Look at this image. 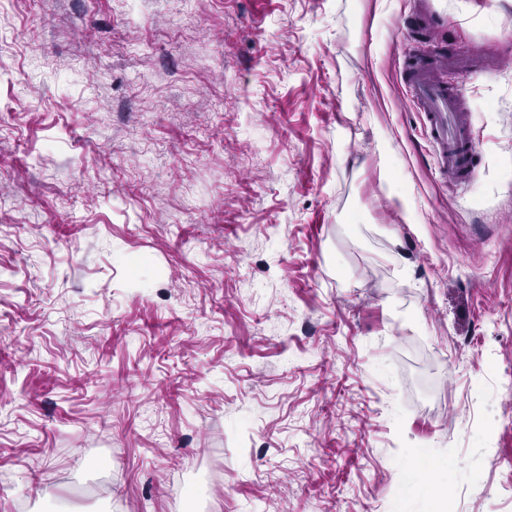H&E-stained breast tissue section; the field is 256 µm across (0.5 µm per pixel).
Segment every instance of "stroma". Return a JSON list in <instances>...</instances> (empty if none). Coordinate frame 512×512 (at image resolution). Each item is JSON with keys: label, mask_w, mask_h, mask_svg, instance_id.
Returning <instances> with one entry per match:
<instances>
[{"label": "stroma", "mask_w": 512, "mask_h": 512, "mask_svg": "<svg viewBox=\"0 0 512 512\" xmlns=\"http://www.w3.org/2000/svg\"><path fill=\"white\" fill-rule=\"evenodd\" d=\"M0 512H512V0H0ZM448 60L434 54L418 56L421 72L411 93L421 106L440 173L460 178L471 175L478 162L471 123L464 124L458 112L460 96L451 81Z\"/></svg>", "instance_id": "1"}]
</instances>
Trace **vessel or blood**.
I'll return each mask as SVG.
<instances>
[{"mask_svg":"<svg viewBox=\"0 0 512 512\" xmlns=\"http://www.w3.org/2000/svg\"><path fill=\"white\" fill-rule=\"evenodd\" d=\"M420 74L411 93L420 104L441 174L460 178L477 166L473 130L458 112L459 94L448 72L446 58L433 54L417 59Z\"/></svg>","mask_w":512,"mask_h":512,"instance_id":"obj_1","label":"vessel or blood"}]
</instances>
